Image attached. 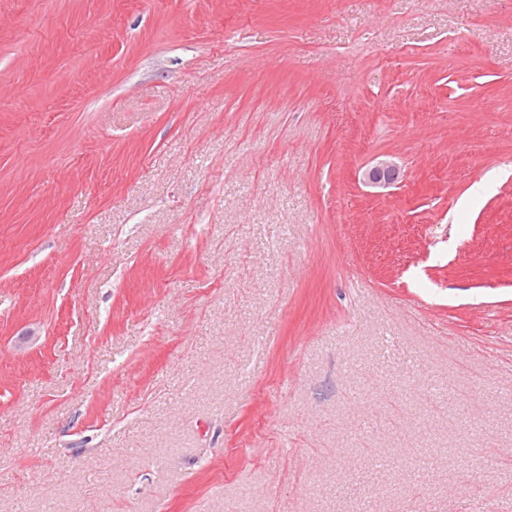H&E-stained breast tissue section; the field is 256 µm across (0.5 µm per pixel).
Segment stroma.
<instances>
[{"mask_svg": "<svg viewBox=\"0 0 512 512\" xmlns=\"http://www.w3.org/2000/svg\"><path fill=\"white\" fill-rule=\"evenodd\" d=\"M484 502L512 0H0V512ZM400 178V167L390 158L378 160L366 168L362 174L365 184L379 189H387Z\"/></svg>", "mask_w": 512, "mask_h": 512, "instance_id": "1", "label": "stroma"}]
</instances>
